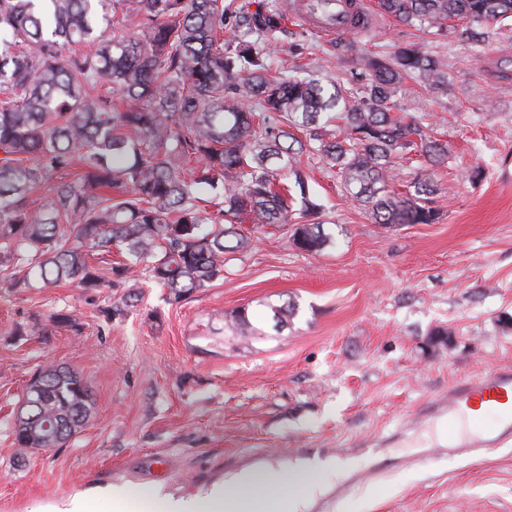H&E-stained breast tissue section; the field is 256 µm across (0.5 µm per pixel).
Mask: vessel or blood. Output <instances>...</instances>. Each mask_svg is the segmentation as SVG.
<instances>
[{
  "mask_svg": "<svg viewBox=\"0 0 512 512\" xmlns=\"http://www.w3.org/2000/svg\"><path fill=\"white\" fill-rule=\"evenodd\" d=\"M349 0H297L291 15L327 39L347 27ZM423 414L448 416V453L472 456L512 443V368H498L460 380L446 396L427 404ZM376 470H356L337 486L334 500L320 504L332 512L335 500L349 496L357 486L379 478Z\"/></svg>",
  "mask_w": 512,
  "mask_h": 512,
  "instance_id": "vessel-or-blood-1",
  "label": "vessel or blood"
}]
</instances>
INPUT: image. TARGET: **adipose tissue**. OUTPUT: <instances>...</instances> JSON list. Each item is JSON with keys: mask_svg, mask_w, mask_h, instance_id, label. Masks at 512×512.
<instances>
[{"mask_svg": "<svg viewBox=\"0 0 512 512\" xmlns=\"http://www.w3.org/2000/svg\"><path fill=\"white\" fill-rule=\"evenodd\" d=\"M336 470L329 461L293 460L282 491L262 469L227 472L223 481L179 497L159 488L140 494L128 487L97 488L76 493L60 512H100V505L106 502L111 503L112 512H125L127 500L137 495L146 512H311L317 499L328 491V478Z\"/></svg>", "mask_w": 512, "mask_h": 512, "instance_id": "1", "label": "adipose tissue"}]
</instances>
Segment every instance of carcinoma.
<instances>
[{"instance_id": "1", "label": "carcinoma", "mask_w": 512, "mask_h": 512, "mask_svg": "<svg viewBox=\"0 0 512 512\" xmlns=\"http://www.w3.org/2000/svg\"><path fill=\"white\" fill-rule=\"evenodd\" d=\"M381 14L436 35L451 22L497 25L512 0H377ZM226 0H0V282L18 285L16 266L49 286L104 283L89 263L117 248L129 262L120 279L168 290L178 302L224 277L227 254L250 246L258 229L288 224V192L275 188L289 169L305 207H313L301 154L314 150L337 168L349 197L371 206L378 224H429L431 181L400 198L387 173L417 152L433 166L447 145L427 126L396 113L406 80L448 87L446 63L424 44L351 58L356 90L270 75L283 11L240 13L224 26ZM367 21L350 16V38ZM305 134L300 140L291 133ZM214 191L212 200L200 189ZM41 192L34 204V192ZM307 253L328 244L319 223L294 228ZM282 326L289 301L271 308ZM233 330L255 335L246 311ZM93 402L81 375L49 365L25 389L14 425L23 448H59L87 422Z\"/></svg>"}]
</instances>
